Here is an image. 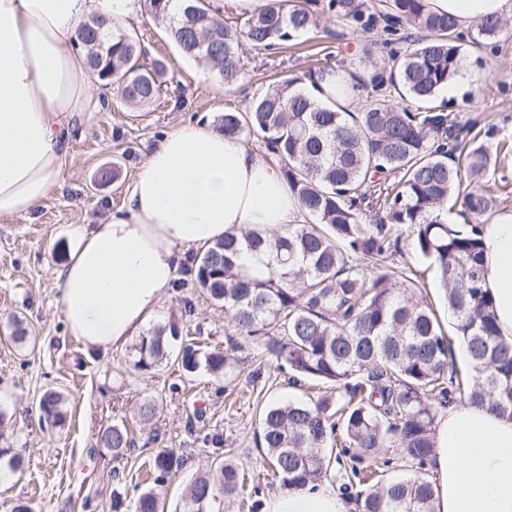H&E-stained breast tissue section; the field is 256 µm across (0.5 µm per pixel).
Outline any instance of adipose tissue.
I'll return each mask as SVG.
<instances>
[{
    "instance_id": "obj_1",
    "label": "adipose tissue",
    "mask_w": 512,
    "mask_h": 512,
    "mask_svg": "<svg viewBox=\"0 0 512 512\" xmlns=\"http://www.w3.org/2000/svg\"><path fill=\"white\" fill-rule=\"evenodd\" d=\"M462 25L504 16L512 0H427ZM143 0H0V221L28 213L59 186L82 116L101 109L87 57L73 45L91 16L137 21ZM305 220L272 154L185 123L147 155L126 202L77 244L56 272L73 336L93 350L126 340L171 290L186 254L238 228L281 229ZM485 286L500 334L512 340V213L482 227ZM431 466L435 512H512V415L455 404L441 412ZM263 512H349L317 482L267 497Z\"/></svg>"
}]
</instances>
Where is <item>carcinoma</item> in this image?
<instances>
[{"label":"carcinoma","mask_w":512,"mask_h":512,"mask_svg":"<svg viewBox=\"0 0 512 512\" xmlns=\"http://www.w3.org/2000/svg\"><path fill=\"white\" fill-rule=\"evenodd\" d=\"M145 12L165 23L183 54L224 82L243 75L239 46L278 50L319 24L307 3L276 0L242 26L224 24L205 0H144ZM322 13L355 31L381 29L388 49L382 71L353 73L356 86L389 85L419 102L436 98L461 70V42L475 46L500 32L502 21L476 20L465 32L455 18L429 11L427 0H327ZM418 36L400 51L401 31ZM76 47L86 52L99 87L121 106L141 109L156 102L166 85L160 60L147 55L140 38L108 31L95 16L80 28ZM317 82L286 80L257 89L246 112L216 119L228 137L260 139L275 157L308 222L266 232H227L193 258L173 288H190L224 307V313L261 353L284 361L294 381L325 386L316 398L267 405L256 440L280 484L301 488L327 475L332 460L350 449L356 465L349 480L365 487L359 512H434V481L425 474L378 478L358 467L363 457L391 448L425 468L433 450L439 409L453 396L512 414V343L499 334L493 301L483 288L481 225L452 224L444 205L454 194L475 220L495 209L504 187L487 177L512 145L497 142L491 127L460 125L436 107L413 112L377 95L358 112H338L321 102ZM413 250L433 266L451 311L454 337L467 364L452 359V340L421 296L412 272L397 266L403 232ZM269 251L275 266L266 278L241 271L242 251ZM180 335L171 320L138 336L133 366L150 373L167 359L169 340ZM181 367L220 379L236 363L224 350L182 347ZM42 416L64 422L62 392L45 390ZM121 458L134 448L124 424L100 437ZM184 464L174 450L151 461L153 487L130 504L113 492L114 512H164L161 488ZM240 471L225 464L219 474L199 475L189 486L183 512H206L217 494L244 489Z\"/></svg>","instance_id":"1"}]
</instances>
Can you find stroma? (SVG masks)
<instances>
[{
    "label": "stroma",
    "mask_w": 512,
    "mask_h": 512,
    "mask_svg": "<svg viewBox=\"0 0 512 512\" xmlns=\"http://www.w3.org/2000/svg\"><path fill=\"white\" fill-rule=\"evenodd\" d=\"M149 58L167 68V88L143 110L107 106L92 113L70 146L73 162L59 190L41 206L9 223H0V465L12 480L0 485V512H112V497L134 499L148 482L149 461L162 448L183 454L185 462L164 489L166 512H180L192 481L233 464L259 487L256 503L279 492L256 443L259 413L274 400L296 397L287 369L263 356L237 332L220 307L194 293L195 311L186 319L200 346L220 347L239 364L231 392L204 372H185L171 342V355L157 370L133 367L135 337L94 354L67 329L56 290V271L73 246L78 228L93 227L108 209L120 206L159 138L183 123L212 120L227 110L246 111L256 89L303 76L318 57L363 71L382 65L387 52L375 36L352 32L321 19L292 48L265 53L242 45L244 75L225 84L178 51L164 25L141 16L134 26ZM464 63L477 75L472 95L438 96L446 112L462 124L491 127L499 140H512V24L504 25L493 46H463ZM119 162L117 180L102 183L101 168ZM399 259L411 267L423 296L450 324L445 302L427 260L411 247ZM19 317L29 331L24 344L9 338V321ZM69 398L65 426L52 427L38 411L45 389ZM162 401L156 419L142 422L139 406ZM132 432L136 447L121 459L102 448L99 437L112 424ZM218 433L223 448L204 444Z\"/></svg>",
    "instance_id": "stroma-1"
}]
</instances>
